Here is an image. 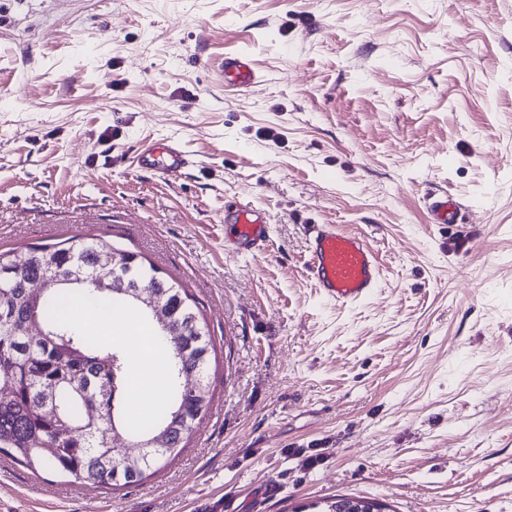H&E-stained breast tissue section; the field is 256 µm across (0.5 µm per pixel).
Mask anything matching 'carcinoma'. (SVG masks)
<instances>
[{"label":"carcinoma","instance_id":"cac0c4a2","mask_svg":"<svg viewBox=\"0 0 512 512\" xmlns=\"http://www.w3.org/2000/svg\"><path fill=\"white\" fill-rule=\"evenodd\" d=\"M104 242L78 237L26 252H0V453L30 468L44 466L86 487H127L184 447L196 420L207 411L213 339L196 302L182 288L171 292L170 326L185 333L178 348H167L162 404L143 419L130 411L132 358L123 346L90 336L73 321L72 301H90L120 313L134 306L96 278L112 277L102 267ZM53 280L41 299L27 285ZM43 335L33 338L22 323ZM59 408L61 418L46 412ZM118 424L136 440L158 432L169 447L152 448L128 464L118 460L100 433Z\"/></svg>","mask_w":512,"mask_h":512}]
</instances>
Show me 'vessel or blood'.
<instances>
[{
    "label": "vessel or blood",
    "mask_w": 512,
    "mask_h": 512,
    "mask_svg": "<svg viewBox=\"0 0 512 512\" xmlns=\"http://www.w3.org/2000/svg\"><path fill=\"white\" fill-rule=\"evenodd\" d=\"M219 69L225 83L242 90L258 81L251 57L243 51L225 55ZM192 164L182 144L172 141L142 151L137 161L139 170L162 179L181 173ZM427 201L431 223H461L462 204L458 199L445 192H433ZM224 221L233 226L247 252H259L265 248L269 238L268 221L261 210L232 203L224 208ZM304 269L321 296L341 306L369 298L380 279V263L374 248L362 235L335 224L311 226Z\"/></svg>",
    "instance_id": "vessel-or-blood-1"
}]
</instances>
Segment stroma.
I'll list each match as a JSON object with an SVG mask.
<instances>
[{
  "label": "stroma",
  "instance_id": "35a3bbf8",
  "mask_svg": "<svg viewBox=\"0 0 512 512\" xmlns=\"http://www.w3.org/2000/svg\"><path fill=\"white\" fill-rule=\"evenodd\" d=\"M239 50L244 91L213 68ZM166 138L196 165L137 171ZM229 202L268 214L264 251ZM313 224L378 252L369 299L316 294ZM73 236L198 301L212 402L129 487L0 455V512H512V0H0V251ZM427 211L432 224H460L462 203L447 192H432L427 196Z\"/></svg>",
  "mask_w": 512,
  "mask_h": 512
}]
</instances>
